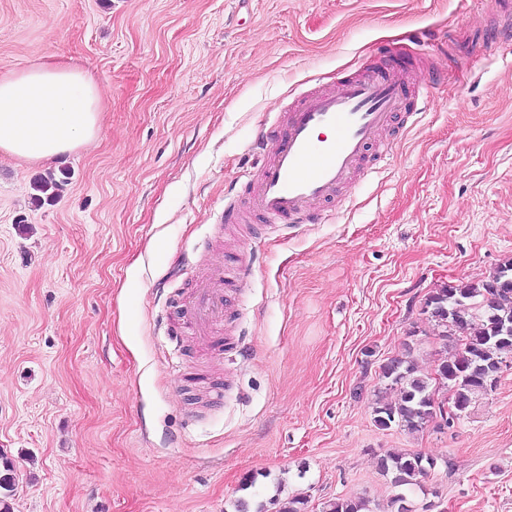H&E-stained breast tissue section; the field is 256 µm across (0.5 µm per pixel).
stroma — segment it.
Segmentation results:
<instances>
[{
	"mask_svg": "<svg viewBox=\"0 0 512 512\" xmlns=\"http://www.w3.org/2000/svg\"><path fill=\"white\" fill-rule=\"evenodd\" d=\"M512 0H0V77L82 70L102 131L49 164L0 155V452L11 512H394L387 452L435 461L413 512H512V359L453 428L373 420L380 366L453 352L425 311L512 260ZM411 63L395 152L316 224L229 249L255 134L315 79ZM66 176L55 198L35 180ZM225 349L178 306L216 256ZM220 392V402L204 396ZM252 487L242 488L246 476ZM1 468H0V511L11 512L10 506L7 502V498L11 495L10 493L14 490L15 480L13 477V465L12 462L4 457L0 452ZM5 491V492H2Z\"/></svg>",
	"mask_w": 512,
	"mask_h": 512,
	"instance_id": "1",
	"label": "stroma"
}]
</instances>
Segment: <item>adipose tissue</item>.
<instances>
[{"instance_id":"ef3b65f1","label":"adipose tissue","mask_w":512,"mask_h":512,"mask_svg":"<svg viewBox=\"0 0 512 512\" xmlns=\"http://www.w3.org/2000/svg\"><path fill=\"white\" fill-rule=\"evenodd\" d=\"M101 93L82 71L41 64L0 78V151L52 162L91 144L101 130Z\"/></svg>"}]
</instances>
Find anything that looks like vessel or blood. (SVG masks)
<instances>
[{
    "label": "vessel or blood",
    "mask_w": 512,
    "mask_h": 512,
    "mask_svg": "<svg viewBox=\"0 0 512 512\" xmlns=\"http://www.w3.org/2000/svg\"><path fill=\"white\" fill-rule=\"evenodd\" d=\"M412 90L403 65L360 78L318 84L285 112L282 126L259 132L255 146L269 149L248 210L268 225L310 224L324 203L350 184L369 148L401 111ZM246 267L214 265L182 304L200 344L223 351L227 301L224 283Z\"/></svg>",
    "instance_id": "vessel-or-blood-1"
}]
</instances>
